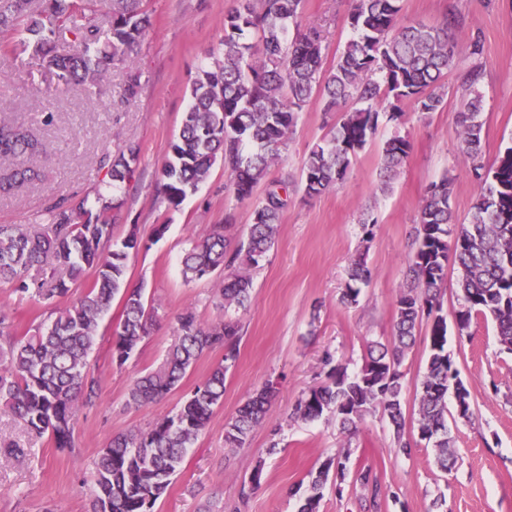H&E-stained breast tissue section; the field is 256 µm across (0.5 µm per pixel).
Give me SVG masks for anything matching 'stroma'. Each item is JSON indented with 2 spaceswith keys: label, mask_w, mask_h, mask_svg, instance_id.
<instances>
[{
  "label": "stroma",
  "mask_w": 512,
  "mask_h": 512,
  "mask_svg": "<svg viewBox=\"0 0 512 512\" xmlns=\"http://www.w3.org/2000/svg\"><path fill=\"white\" fill-rule=\"evenodd\" d=\"M237 0H143L151 25L134 46L131 65L118 64L99 88L47 93L48 74L36 72L28 55L9 58L0 67V121L37 135L44 150L33 160L43 177L32 186L0 194V224L31 226L53 198L94 190L104 177L103 153L118 154L128 143L140 147L133 179L114 195V240L137 228L139 250L130 252L126 280L142 289L154 311L151 333L123 365L111 360L112 338L122 319L121 299L100 322L90 355V371L99 382L93 407L80 408L72 450L58 451L45 436L33 439L22 425L0 411V441L15 442L22 454L0 461V512H88L93 488L92 462L114 436L147 429L173 414L221 360V352L204 353L178 387L147 406L128 401L134 380L156 369L174 340L177 317L194 309L206 323L220 317L217 306L221 273L188 282L181 259L193 241L232 220L236 231L251 222L253 204L238 201L231 175L216 162L198 192L176 208L156 193L159 171L178 133L189 103L191 81L224 36V19ZM464 18L459 46L481 36L478 59L463 58L449 70L441 111L420 117L413 104L402 106L400 120L381 119L372 143L354 161L348 179L319 196L305 197L298 182L310 147L330 129L318 99L301 112L288 149L272 165L267 182L289 185L288 205L276 242L253 270L251 303L233 311L239 320V356L228 371L224 400L209 426L188 448L182 469L173 477L155 512H298L309 473L328 456L349 451L348 467H372L392 492L381 512H512V354L502 349L492 319L474 320L467 335L448 333V351L470 393L473 416L451 424L457 455L455 468L440 471L433 450L418 434L420 382L428 357L429 323H421L416 342L403 361L401 403L405 437L413 451L403 455L381 411H373L355 435L341 433L331 415L313 422L294 419L301 393L325 379L326 358L356 374L366 346L393 340L397 299L409 257L416 248V218L428 185L454 177L451 208L467 223L478 193L474 177L461 168L458 114L466 98V71L479 66L483 80L481 120L484 165L512 146V0H401L402 16L436 23L448 6ZM349 0H304L303 27L317 29L326 45L327 64L351 35ZM141 74L136 98L121 92L128 70ZM55 116L43 125L42 113ZM408 138L411 150L390 189L381 190L380 145L394 134ZM371 213L377 223L365 238L360 220ZM165 225L155 237L157 225ZM365 253L370 281L357 304L340 295L347 269ZM82 284L67 295L43 300L14 292L0 283V305L10 313V332L20 338L81 296ZM276 388L265 420L241 449L224 445V422L233 417L254 390L266 382ZM263 464L261 485L250 489L256 464Z\"/></svg>",
  "instance_id": "1"
}]
</instances>
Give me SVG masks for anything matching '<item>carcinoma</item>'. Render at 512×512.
I'll return each mask as SVG.
<instances>
[{"instance_id": "cac0c4a2", "label": "carcinoma", "mask_w": 512, "mask_h": 512, "mask_svg": "<svg viewBox=\"0 0 512 512\" xmlns=\"http://www.w3.org/2000/svg\"><path fill=\"white\" fill-rule=\"evenodd\" d=\"M141 0H0V58L18 51L57 86L101 78L124 57L150 27ZM303 0H237L224 21L223 60L216 69L201 67L190 89V102L180 130L169 146L158 182L162 199L179 206L210 176L217 158L231 171V188L239 201L253 198L272 164L281 159L298 114L312 97L334 118L328 137L314 144L301 168L305 194L314 197L343 182L354 159L372 141L380 120L379 102L392 100L390 119L402 116L410 102L428 115L442 109L445 78L459 52L455 31L463 20L443 14L437 25L404 22L400 0H352L348 24L352 38L324 69L325 53L315 31L300 32ZM106 10L112 21L96 22ZM479 69L467 77L469 102L459 113L460 154L464 168L479 182L468 223L456 225L450 206L453 179L432 183L417 219V247L409 258L406 282L397 300L391 345L370 342L359 373L326 358L327 382L301 394L295 414L312 421L330 412L342 432L380 408L397 439L398 451L409 455L404 440L401 404L405 350L416 338L423 317L432 319L429 356L421 381L418 428L429 432L436 464L443 472L455 467L448 419L449 384L458 378L448 353V323L441 315L440 286L448 277V260L457 265L461 306L454 328L469 334L474 319L492 317L500 344L512 352V147L498 154L489 168L482 164V96ZM30 134L0 122V160L40 152ZM408 139L395 134L381 146L379 180L388 187L408 157ZM140 148L134 143L100 159L108 181L119 189L135 172ZM40 179L31 167L0 168V191L8 192ZM288 204V181L265 189L243 233L232 225L214 227L193 241L182 257L185 279L224 273L220 289L224 318L203 323L187 309L177 319L176 337L163 364L139 377L129 401L142 406L171 392L206 351L223 352L222 360L195 387L176 411L148 431H130L112 438L93 462L92 512H154L172 477L184 464L188 448L210 423L224 399V381L236 362L240 325L229 309L248 305L253 288L250 271L259 267L274 246L282 211ZM110 205L100 193L74 194L49 203L30 231L0 224V282L22 294L44 300L63 296L70 285L84 283V292L60 310L52 323L37 326L29 336L0 345V405L36 434L48 433L60 450L73 446L79 408L90 406L98 384L88 357L100 319L116 295L124 318L112 340V362L124 365L150 334V313L140 288L123 287L126 259L140 246L137 229L112 243ZM49 267L51 276L33 278L29 271ZM364 255L351 263L340 300L357 302L360 285L370 280ZM274 396L270 385L255 392L224 423V446L244 448ZM348 455L328 457L310 472L299 512H319L330 473L343 482ZM352 481L362 490L359 512H381L390 488L369 466L356 470Z\"/></svg>"}]
</instances>
